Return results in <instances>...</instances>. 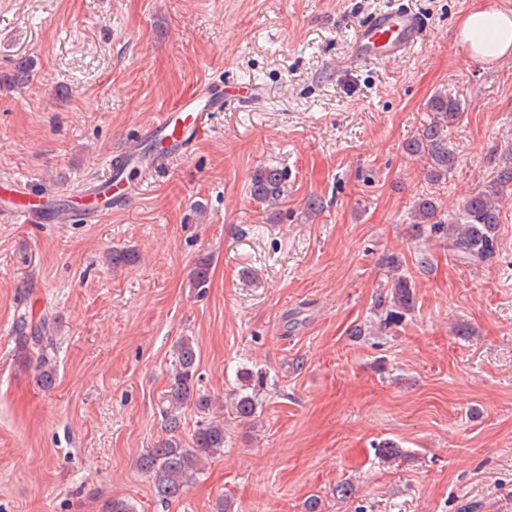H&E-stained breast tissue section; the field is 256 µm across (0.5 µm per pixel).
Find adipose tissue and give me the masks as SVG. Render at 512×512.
<instances>
[{
	"label": "adipose tissue",
	"instance_id": "adipose-tissue-1",
	"mask_svg": "<svg viewBox=\"0 0 512 512\" xmlns=\"http://www.w3.org/2000/svg\"><path fill=\"white\" fill-rule=\"evenodd\" d=\"M458 40L468 54L484 64L512 54V12L480 5L461 22Z\"/></svg>",
	"mask_w": 512,
	"mask_h": 512
}]
</instances>
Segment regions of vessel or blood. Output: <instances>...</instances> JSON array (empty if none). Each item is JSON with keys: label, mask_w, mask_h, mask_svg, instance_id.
I'll return each mask as SVG.
<instances>
[{"label": "vessel or blood", "mask_w": 512, "mask_h": 512, "mask_svg": "<svg viewBox=\"0 0 512 512\" xmlns=\"http://www.w3.org/2000/svg\"><path fill=\"white\" fill-rule=\"evenodd\" d=\"M422 35L419 18L397 8L374 15L362 25L352 45L359 58L387 60L402 56ZM225 98L207 84L195 85L169 105L162 117L137 133L138 147L126 154L127 165L68 198H32L14 180L0 186V223L96 224L122 210L135 187V176L162 167L174 157L188 156L205 132L207 113L220 111Z\"/></svg>", "instance_id": "vessel-or-blood-1"}]
</instances>
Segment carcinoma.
Listing matches in <instances>:
<instances>
[{"instance_id": "1", "label": "carcinoma", "mask_w": 512, "mask_h": 512, "mask_svg": "<svg viewBox=\"0 0 512 512\" xmlns=\"http://www.w3.org/2000/svg\"><path fill=\"white\" fill-rule=\"evenodd\" d=\"M430 108L434 112L433 119L408 141L405 151L422 163L429 181L438 182L447 178L455 165V156L448 148V120L460 107L458 101L440 94L431 99ZM251 183L254 199L271 207L278 205L285 195L286 175L278 167H259L253 172ZM509 191H512V162L507 160L493 181L467 198L455 220L444 216L434 198H418L409 230L415 237L427 233L446 242L454 256L469 264H488L497 255L499 199ZM382 265L391 275L387 287L374 296L373 310L383 326L398 327L415 309L414 286L408 277L396 274L400 263L395 255L385 256ZM49 332L50 323L45 317L37 321L24 317L14 326L17 358L22 361L37 358V381L46 389L53 388L57 379L56 362L44 352L51 341ZM198 381V352L194 342L184 337L174 347L168 390L163 398L168 431L174 432L180 427L181 412L187 406L192 404L202 413L212 409L211 400L200 393ZM257 409L255 396L238 393L234 410L240 422H252ZM193 443V447L183 448L176 439H166L139 457L138 467L151 478L159 499L166 502L179 499L205 461L224 450V423L207 420L194 434Z\"/></svg>"}]
</instances>
